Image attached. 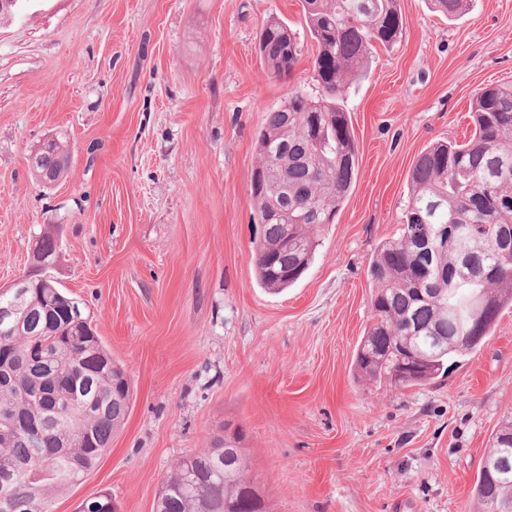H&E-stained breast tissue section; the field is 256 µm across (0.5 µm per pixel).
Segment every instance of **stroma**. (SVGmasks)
<instances>
[{
	"mask_svg": "<svg viewBox=\"0 0 512 512\" xmlns=\"http://www.w3.org/2000/svg\"><path fill=\"white\" fill-rule=\"evenodd\" d=\"M403 31L378 46L341 103L356 180L304 277L256 280L255 138L289 88L317 93L315 44L270 77L261 25L305 28L302 0H28L0 22V287L28 268L42 230L54 276L132 399L96 468L57 495L78 512L110 493L154 512L186 454L238 432L270 512H467L489 438L512 414V309L438 383L358 378L372 322L368 264L398 237L414 160L473 133L474 97L512 84V0H470L448 19L399 0ZM65 135L67 178L45 189L28 156Z\"/></svg>",
	"mask_w": 512,
	"mask_h": 512,
	"instance_id": "stroma-1",
	"label": "stroma"
}]
</instances>
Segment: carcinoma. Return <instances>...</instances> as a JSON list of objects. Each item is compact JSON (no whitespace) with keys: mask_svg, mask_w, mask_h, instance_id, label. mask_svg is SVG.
Masks as SVG:
<instances>
[{"mask_svg":"<svg viewBox=\"0 0 512 512\" xmlns=\"http://www.w3.org/2000/svg\"><path fill=\"white\" fill-rule=\"evenodd\" d=\"M450 18L467 0H433ZM306 30L315 42L317 96L294 88L256 137L261 160L251 179L261 236L254 248L259 285L271 292L295 284L312 261L313 230L333 222L354 181L358 152L347 113L337 97L366 68L370 48L402 34L398 0H303ZM300 34L276 18L266 20L258 53L267 72H292ZM474 134L465 144L437 142L413 163L409 203L398 238L378 245L368 265L373 322L355 354L364 379L395 389L430 385L448 363L490 336L497 317L512 307V246L496 240L512 228V86L480 92L473 103ZM52 149L29 167L33 179L55 186L66 176L71 151L56 136ZM453 237H448V227ZM432 250L415 260L419 242ZM67 295L35 280L15 307L0 294V330L22 324L23 336L0 334V512H51L53 498L93 469L127 418L129 381L112 363L89 325L67 318ZM483 302L492 317L478 325L472 307ZM90 403L84 415L43 412L37 395ZM512 449V416L492 433L486 458ZM224 440L179 459L166 477L157 512H269L249 493L244 456L214 474ZM512 504V475L480 469L470 512Z\"/></svg>","mask_w":512,"mask_h":512,"instance_id":"1","label":"carcinoma"}]
</instances>
